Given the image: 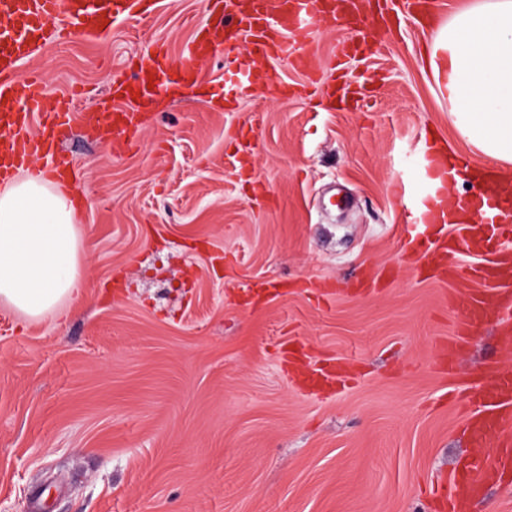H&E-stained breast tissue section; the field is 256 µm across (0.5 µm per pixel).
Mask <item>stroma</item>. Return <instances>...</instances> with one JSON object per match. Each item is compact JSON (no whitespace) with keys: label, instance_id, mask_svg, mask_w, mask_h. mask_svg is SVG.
Listing matches in <instances>:
<instances>
[{"label":"stroma","instance_id":"stroma-1","mask_svg":"<svg viewBox=\"0 0 512 512\" xmlns=\"http://www.w3.org/2000/svg\"><path fill=\"white\" fill-rule=\"evenodd\" d=\"M393 18L373 50L316 24L310 68L256 64L300 87L342 59L363 100L250 95L225 68L241 44L130 150L73 122L82 296L61 322L0 302V512H443L427 488L469 449L462 401L508 352L493 322L439 357L468 308L408 245L390 185L424 199L435 142L486 158L424 69L435 28ZM210 22L202 0H151L95 33L70 24L21 72L104 110L149 46L180 65ZM465 512H512V472Z\"/></svg>","mask_w":512,"mask_h":512}]
</instances>
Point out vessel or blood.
<instances>
[{
  "mask_svg": "<svg viewBox=\"0 0 512 512\" xmlns=\"http://www.w3.org/2000/svg\"><path fill=\"white\" fill-rule=\"evenodd\" d=\"M216 10L208 34L195 35L188 45L182 67L171 70L163 46H153L147 61L133 80L112 90L121 102L118 113L85 112L81 122L101 135L109 134L113 123H121L124 133L137 131L140 116L160 95H185L199 76L197 57L215 51L220 42L238 41L242 30L252 38L250 52L263 57L303 63L302 46L311 40L310 19L336 20L334 0H205ZM146 10L145 0H0V181L9 179L34 161H44L59 177H72L76 169L55 149L57 140L72 122L69 98L47 107L46 92L33 75L18 76V68L42 46L63 41L68 24L80 22L90 32L118 17H136ZM495 199L490 220L512 223V178L499 176L489 168L484 183ZM413 224H440L447 220L443 193H436L427 208L408 206ZM458 238L466 240L472 252L479 253L488 243L483 225L461 224ZM471 280L483 283L485 292L461 289L469 304L465 330L481 327L489 318L491 302L504 310L512 309V254L502 253L493 260L473 266ZM496 382L490 388L483 409L468 419L471 450L458 471L431 491L436 501L447 504L448 512H464L469 498L496 473L512 468V368L495 365Z\"/></svg>",
  "mask_w": 512,
  "mask_h": 512,
  "instance_id": "b4317fda",
  "label": "vessel or blood"
}]
</instances>
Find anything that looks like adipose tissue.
<instances>
[{"label": "adipose tissue", "instance_id": "adipose-tissue-1", "mask_svg": "<svg viewBox=\"0 0 512 512\" xmlns=\"http://www.w3.org/2000/svg\"><path fill=\"white\" fill-rule=\"evenodd\" d=\"M427 64L448 92L451 124L512 163V0H475L440 29ZM79 210L71 191L23 173L0 188V301L29 319L79 298Z\"/></svg>", "mask_w": 512, "mask_h": 512}]
</instances>
